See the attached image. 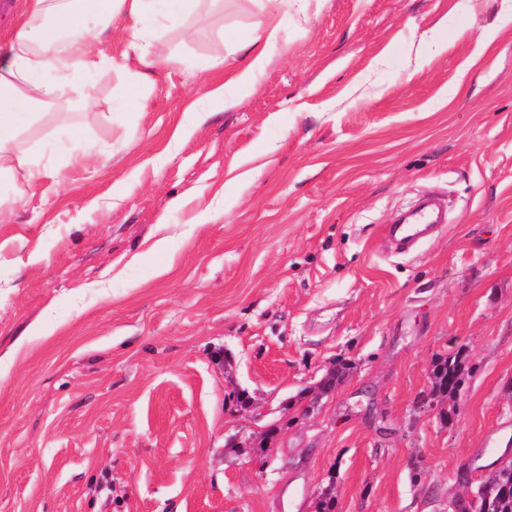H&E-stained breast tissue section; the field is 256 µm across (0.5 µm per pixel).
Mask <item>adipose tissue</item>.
Segmentation results:
<instances>
[{
    "label": "adipose tissue",
    "mask_w": 512,
    "mask_h": 512,
    "mask_svg": "<svg viewBox=\"0 0 512 512\" xmlns=\"http://www.w3.org/2000/svg\"><path fill=\"white\" fill-rule=\"evenodd\" d=\"M218 0H28L27 18L0 58V179L23 171L29 183L47 174L37 153L20 145V136L42 112L69 97L76 77L109 67L123 74L133 102L144 103L145 69L154 65L150 47L161 27L191 30L204 24ZM267 12L253 30L247 60L233 76L248 84L266 61L268 44L279 36L288 0H264ZM133 20L134 60H116L94 48L92 36L117 17Z\"/></svg>",
    "instance_id": "obj_1"
}]
</instances>
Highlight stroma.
Here are the masks:
<instances>
[{
  "instance_id": "35a3bbf8",
  "label": "stroma",
  "mask_w": 512,
  "mask_h": 512,
  "mask_svg": "<svg viewBox=\"0 0 512 512\" xmlns=\"http://www.w3.org/2000/svg\"><path fill=\"white\" fill-rule=\"evenodd\" d=\"M257 21L160 30L141 107L79 80L49 176L0 183V512H446L512 458V0L293 2L232 85ZM425 194L447 224L387 252ZM433 377L432 396L441 397L459 393L465 383L463 368L456 357H446L436 363L433 369Z\"/></svg>"
}]
</instances>
